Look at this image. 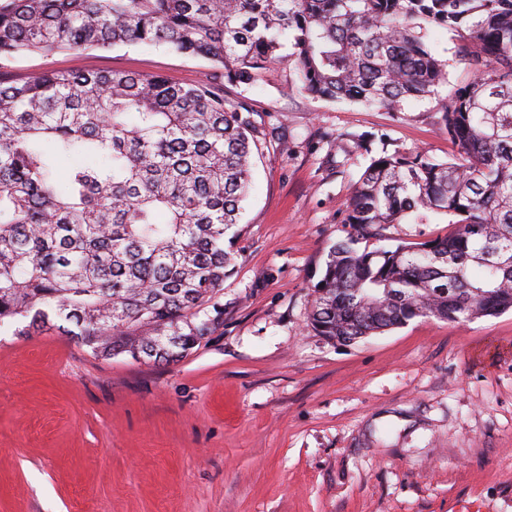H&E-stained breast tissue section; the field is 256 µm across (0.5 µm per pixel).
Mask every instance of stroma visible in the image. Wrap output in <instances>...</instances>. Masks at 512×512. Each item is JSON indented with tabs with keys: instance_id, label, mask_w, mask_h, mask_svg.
<instances>
[{
	"instance_id": "stroma-1",
	"label": "stroma",
	"mask_w": 512,
	"mask_h": 512,
	"mask_svg": "<svg viewBox=\"0 0 512 512\" xmlns=\"http://www.w3.org/2000/svg\"><path fill=\"white\" fill-rule=\"evenodd\" d=\"M7 69L179 86L213 73L145 45L21 54ZM457 77L398 112L312 99L285 64L255 87L225 84L253 109L261 153L222 322L170 364L0 328V512H512V311L418 318L348 347L308 325L369 163L355 137L371 155L447 158L441 109Z\"/></svg>"
}]
</instances>
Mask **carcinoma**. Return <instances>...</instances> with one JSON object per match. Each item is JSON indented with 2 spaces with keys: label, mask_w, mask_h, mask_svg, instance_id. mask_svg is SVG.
Listing matches in <instances>:
<instances>
[{
  "label": "carcinoma",
  "mask_w": 512,
  "mask_h": 512,
  "mask_svg": "<svg viewBox=\"0 0 512 512\" xmlns=\"http://www.w3.org/2000/svg\"><path fill=\"white\" fill-rule=\"evenodd\" d=\"M455 40L441 59L428 30ZM163 45L211 63L178 86L158 74L0 66V326L63 331L110 359L175 362L220 324L252 186L244 101L286 63L332 104L398 112L440 96L453 153L383 151L347 202L308 326L351 345L417 318L512 309V0H8L0 60L23 53ZM448 217V235L394 247L392 224ZM212 308L214 316L199 319Z\"/></svg>",
  "instance_id": "carcinoma-1"
}]
</instances>
